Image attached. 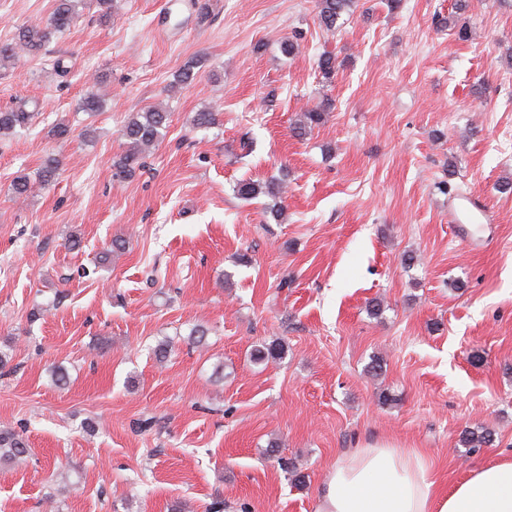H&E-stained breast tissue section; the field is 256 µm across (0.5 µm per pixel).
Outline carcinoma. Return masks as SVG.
<instances>
[{"label":"carcinoma","mask_w":512,"mask_h":512,"mask_svg":"<svg viewBox=\"0 0 512 512\" xmlns=\"http://www.w3.org/2000/svg\"><path fill=\"white\" fill-rule=\"evenodd\" d=\"M355 0H316L317 20L319 26L327 31L338 28V21L350 12ZM76 19V0H54L50 18L45 23L22 28L16 34L14 41L0 44V62L16 58L19 51L36 54L55 35L68 29ZM339 63L331 52H324L318 59V68L326 79L333 75ZM330 103L317 105L303 112L299 120V129L315 127L321 124L324 112ZM33 113L23 107L0 111V137H8L16 129L29 124ZM170 113L162 108H154L143 112L131 113L121 129V137L125 141L126 150L123 155L113 160V178L117 181L128 180L141 167L145 153L154 147L164 136ZM33 192V183L25 175L14 178L11 193L17 198H27ZM282 193V183L277 180L243 181L237 186V194L246 200L255 199L261 195L276 198ZM283 346L273 341L253 349L251 357L255 361L277 359L281 357ZM490 435L484 431L467 429L463 432L461 444L468 451H476L490 444ZM29 453L27 443L20 434L10 429L0 430V458L12 460Z\"/></svg>","instance_id":"carcinoma-1"}]
</instances>
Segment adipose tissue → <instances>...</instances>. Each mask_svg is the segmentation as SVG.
I'll return each instance as SVG.
<instances>
[{
	"label": "adipose tissue",
	"mask_w": 512,
	"mask_h": 512,
	"mask_svg": "<svg viewBox=\"0 0 512 512\" xmlns=\"http://www.w3.org/2000/svg\"><path fill=\"white\" fill-rule=\"evenodd\" d=\"M318 512H512V461L477 469L442 492L417 449L368 444L337 459Z\"/></svg>",
	"instance_id": "1"
}]
</instances>
